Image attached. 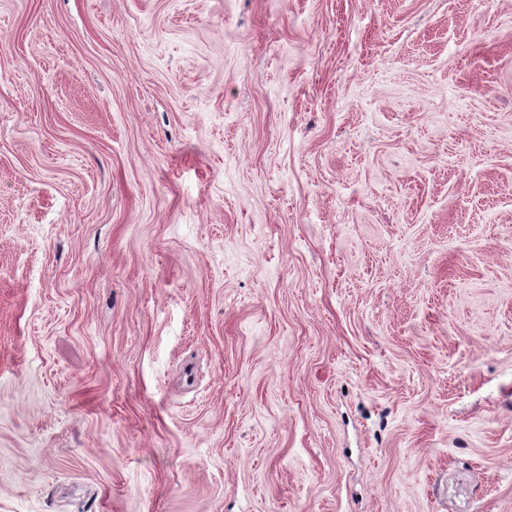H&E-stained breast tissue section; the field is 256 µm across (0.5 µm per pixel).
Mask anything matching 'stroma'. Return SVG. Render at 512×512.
<instances>
[{"instance_id": "1", "label": "stroma", "mask_w": 512, "mask_h": 512, "mask_svg": "<svg viewBox=\"0 0 512 512\" xmlns=\"http://www.w3.org/2000/svg\"><path fill=\"white\" fill-rule=\"evenodd\" d=\"M0 512H512V0H0Z\"/></svg>"}]
</instances>
